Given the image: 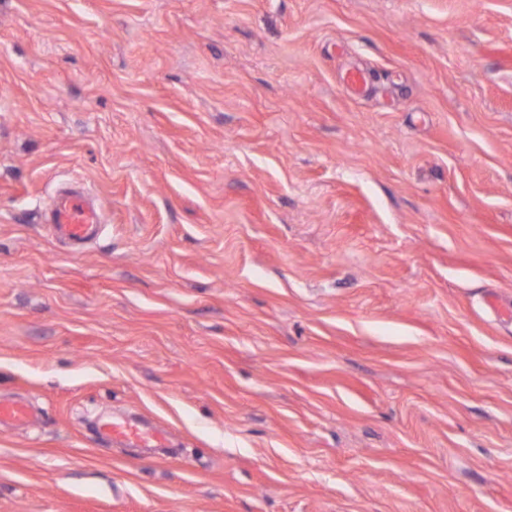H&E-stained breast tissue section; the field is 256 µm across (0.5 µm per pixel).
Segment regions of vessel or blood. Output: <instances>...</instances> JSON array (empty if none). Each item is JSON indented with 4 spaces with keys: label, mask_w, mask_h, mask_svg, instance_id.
I'll use <instances>...</instances> for the list:
<instances>
[{
    "label": "vessel or blood",
    "mask_w": 512,
    "mask_h": 512,
    "mask_svg": "<svg viewBox=\"0 0 512 512\" xmlns=\"http://www.w3.org/2000/svg\"><path fill=\"white\" fill-rule=\"evenodd\" d=\"M55 238L71 243L73 248L96 236L102 229L101 219L89 200L86 190H66L57 193L53 200L49 218ZM30 407L18 400L0 399V426H24L31 422ZM103 437L117 442H148L165 440L161 430H144L124 417H114L100 426Z\"/></svg>",
    "instance_id": "1"
}]
</instances>
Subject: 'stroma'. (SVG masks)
Segmentation results:
<instances>
[{
	"mask_svg": "<svg viewBox=\"0 0 512 512\" xmlns=\"http://www.w3.org/2000/svg\"><path fill=\"white\" fill-rule=\"evenodd\" d=\"M491 293L512 0H0V512H512ZM49 222L55 238L71 243L73 250H78L85 241L96 236L102 229L99 213L83 188L57 193ZM31 420L32 412L25 402L0 399V426L19 427L29 424ZM100 433L103 437L117 442H148L163 441L166 439V433L162 430H142L132 425L124 417H113L104 421L100 425Z\"/></svg>",
	"mask_w": 512,
	"mask_h": 512,
	"instance_id": "stroma-1",
	"label": "stroma"
}]
</instances>
